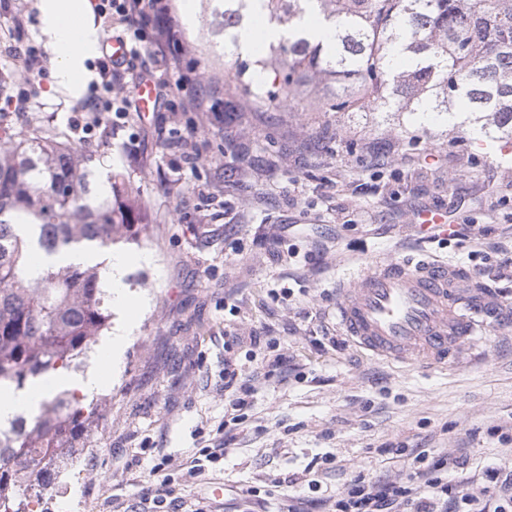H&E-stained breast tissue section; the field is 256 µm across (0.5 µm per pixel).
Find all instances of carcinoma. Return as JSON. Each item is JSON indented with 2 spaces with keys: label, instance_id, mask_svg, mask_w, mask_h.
<instances>
[{
  "label": "carcinoma",
  "instance_id": "carcinoma-1",
  "mask_svg": "<svg viewBox=\"0 0 512 512\" xmlns=\"http://www.w3.org/2000/svg\"><path fill=\"white\" fill-rule=\"evenodd\" d=\"M205 10L234 45L253 17L283 33L227 75L247 103L297 112L315 91L322 112L452 114L467 132L512 139V0H205ZM308 14L334 30L330 44L312 39ZM98 175L94 154L62 134L0 128V396L79 369L112 328L105 262L59 258L146 230L122 176L107 175L102 196ZM101 406L62 390L0 425V512H48Z\"/></svg>",
  "mask_w": 512,
  "mask_h": 512
}]
</instances>
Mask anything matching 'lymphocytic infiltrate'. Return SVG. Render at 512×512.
<instances>
[{"mask_svg": "<svg viewBox=\"0 0 512 512\" xmlns=\"http://www.w3.org/2000/svg\"><path fill=\"white\" fill-rule=\"evenodd\" d=\"M167 12L163 0H99V15L131 34L134 41L128 48L129 63L112 61L107 55L98 61L101 81L75 108L70 118L74 134L83 139L94 137L100 127L111 123L113 113L123 111V100L115 98L113 92L124 84L132 59L145 54L168 63L178 38L172 26L160 22ZM152 24L157 27L156 36L149 44H139L140 35ZM412 462L407 478L399 480H373L364 473H352L333 500L332 512H512L511 466L485 472L487 484L482 492L469 495L456 492L444 480L445 474L464 467L465 456L433 457L417 448Z\"/></svg>", "mask_w": 512, "mask_h": 512, "instance_id": "lymphocytic-infiltrate-1", "label": "lymphocytic infiltrate"}]
</instances>
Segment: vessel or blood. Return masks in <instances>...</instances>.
Returning a JSON list of instances; mask_svg holds the SVG:
<instances>
[{
	"instance_id": "b4317fda",
	"label": "vessel or blood",
	"mask_w": 512,
	"mask_h": 512,
	"mask_svg": "<svg viewBox=\"0 0 512 512\" xmlns=\"http://www.w3.org/2000/svg\"><path fill=\"white\" fill-rule=\"evenodd\" d=\"M340 295L348 337L374 358L404 363H447L497 306L492 295L474 296L458 268L426 260L377 261Z\"/></svg>"
}]
</instances>
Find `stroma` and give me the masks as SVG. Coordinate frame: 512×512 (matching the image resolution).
<instances>
[{"label": "stroma", "mask_w": 512, "mask_h": 512, "mask_svg": "<svg viewBox=\"0 0 512 512\" xmlns=\"http://www.w3.org/2000/svg\"><path fill=\"white\" fill-rule=\"evenodd\" d=\"M165 2L179 64L141 57L133 66L167 80L172 94L154 110L113 115L112 135L88 144L98 171L122 172L145 204L147 233L115 247L135 259L123 281L143 307L117 372L93 393L106 407L91 449L74 460L51 512H284L291 496L335 499L354 471L405 476L410 458L384 454L388 444L466 454L472 475L512 461V444L496 433L512 425V270L415 222L436 209L502 240L512 160L450 116L289 114L242 102L227 111L225 71L264 45L213 51L224 34L201 27L200 0ZM7 3L26 24L0 29V68L11 45L39 39L36 0ZM51 70L47 59L41 74H17L0 95V123L69 132L77 102L50 91ZM195 88L200 111H182ZM21 91L23 114L8 105ZM378 257L461 267L503 306L459 364L372 358L345 340L337 287ZM229 334L240 340L230 351L243 375L277 355L285 369L253 381L236 421L220 390ZM253 336L275 345L251 350ZM219 427L229 444L201 461Z\"/></svg>", "instance_id": "1"}]
</instances>
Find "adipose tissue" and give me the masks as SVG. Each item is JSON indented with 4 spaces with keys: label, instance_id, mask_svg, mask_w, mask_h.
Listing matches in <instances>:
<instances>
[{
    "label": "adipose tissue",
    "instance_id": "1",
    "mask_svg": "<svg viewBox=\"0 0 512 512\" xmlns=\"http://www.w3.org/2000/svg\"><path fill=\"white\" fill-rule=\"evenodd\" d=\"M36 8L40 39L53 60L52 90L81 96L103 40L90 0H37Z\"/></svg>",
    "mask_w": 512,
    "mask_h": 512
}]
</instances>
